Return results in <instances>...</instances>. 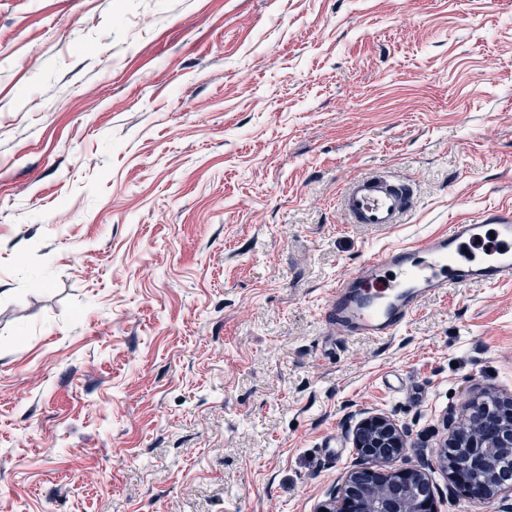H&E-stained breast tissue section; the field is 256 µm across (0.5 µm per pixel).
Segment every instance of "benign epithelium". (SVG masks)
Segmentation results:
<instances>
[{
	"instance_id": "1",
	"label": "benign epithelium",
	"mask_w": 512,
	"mask_h": 512,
	"mask_svg": "<svg viewBox=\"0 0 512 512\" xmlns=\"http://www.w3.org/2000/svg\"><path fill=\"white\" fill-rule=\"evenodd\" d=\"M364 466L350 472L326 512H437L429 478L419 469H381V463L400 455L404 441L386 417L363 419L354 434ZM512 453V396H491L472 403L459 428L442 451L448 479L480 498L512 493V481L499 479L495 457L484 449ZM395 486L397 496L383 489Z\"/></svg>"
}]
</instances>
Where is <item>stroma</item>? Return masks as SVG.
I'll return each instance as SVG.
<instances>
[{"label": "stroma", "instance_id": "35a3bbf8", "mask_svg": "<svg viewBox=\"0 0 512 512\" xmlns=\"http://www.w3.org/2000/svg\"><path fill=\"white\" fill-rule=\"evenodd\" d=\"M409 182L387 230L352 177ZM512 208V0H0V512H321L386 416L438 512L512 279L336 341L375 250ZM409 184L386 174H364L342 189L339 204L351 224H402L413 207Z\"/></svg>", "mask_w": 512, "mask_h": 512}]
</instances>
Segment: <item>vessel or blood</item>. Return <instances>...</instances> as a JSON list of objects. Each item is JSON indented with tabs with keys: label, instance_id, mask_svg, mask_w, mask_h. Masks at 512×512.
I'll return each instance as SVG.
<instances>
[{
	"label": "vessel or blood",
	"instance_id": "vessel-or-blood-1",
	"mask_svg": "<svg viewBox=\"0 0 512 512\" xmlns=\"http://www.w3.org/2000/svg\"><path fill=\"white\" fill-rule=\"evenodd\" d=\"M409 184L386 174H364L343 188L339 204L349 223L394 225L412 209ZM493 227L492 257L477 264L459 260L465 241ZM512 277V211L469 219L433 235L371 254L362 266L337 281L323 316L337 338L396 335L430 293L474 282L496 284Z\"/></svg>",
	"mask_w": 512,
	"mask_h": 512
}]
</instances>
